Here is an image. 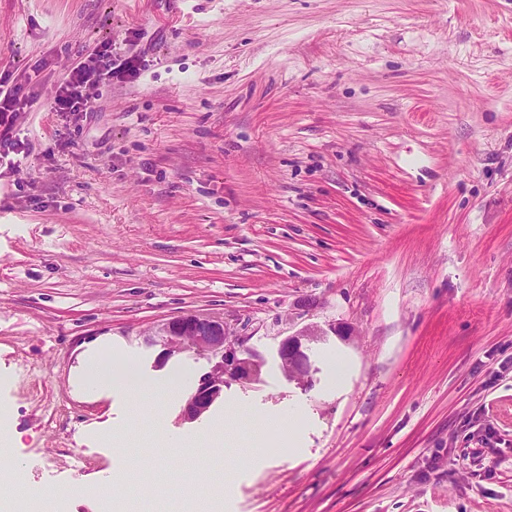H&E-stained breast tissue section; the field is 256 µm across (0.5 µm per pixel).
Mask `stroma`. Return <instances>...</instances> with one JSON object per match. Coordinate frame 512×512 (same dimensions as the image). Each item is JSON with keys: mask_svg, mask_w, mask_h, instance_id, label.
<instances>
[{"mask_svg": "<svg viewBox=\"0 0 512 512\" xmlns=\"http://www.w3.org/2000/svg\"><path fill=\"white\" fill-rule=\"evenodd\" d=\"M107 45L139 76L50 111ZM0 73L39 97L0 169V405L47 512L116 478L191 512L187 476L200 512H512V0H0ZM190 312L259 382L194 422L83 385L94 351L198 379L146 342ZM294 412V446L257 436ZM318 335L315 330L305 329L280 341L277 353L280 367L290 379L301 381L308 377L309 358L305 351L306 344Z\"/></svg>", "mask_w": 512, "mask_h": 512, "instance_id": "stroma-1", "label": "stroma"}]
</instances>
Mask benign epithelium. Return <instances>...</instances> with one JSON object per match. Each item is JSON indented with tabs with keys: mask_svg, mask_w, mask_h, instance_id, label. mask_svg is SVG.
I'll list each match as a JSON object with an SVG mask.
<instances>
[{
	"mask_svg": "<svg viewBox=\"0 0 512 512\" xmlns=\"http://www.w3.org/2000/svg\"><path fill=\"white\" fill-rule=\"evenodd\" d=\"M315 336L317 332L305 329L280 341L278 358L286 376L298 381L308 377L307 343ZM150 345L160 348L158 365L187 351L209 361L207 371L199 376L183 409L188 421H196L209 412L228 382L259 381L264 366L257 352L245 348L239 337L226 331L220 316L186 313L171 318L157 328L156 335L150 337Z\"/></svg>",
	"mask_w": 512,
	"mask_h": 512,
	"instance_id": "1",
	"label": "benign epithelium"
}]
</instances>
